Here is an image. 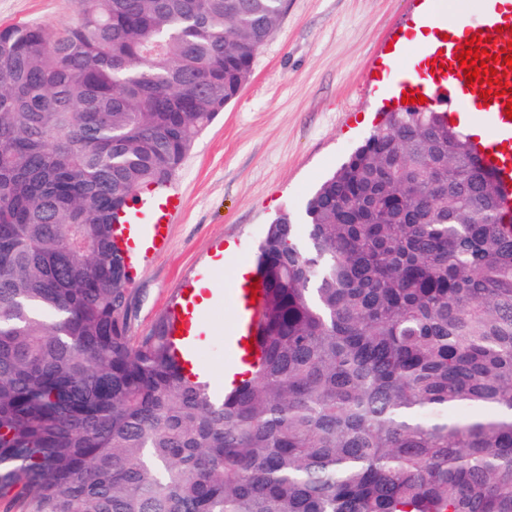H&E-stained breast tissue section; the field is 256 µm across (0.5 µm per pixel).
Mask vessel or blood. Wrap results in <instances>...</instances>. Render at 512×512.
I'll use <instances>...</instances> for the list:
<instances>
[{
    "label": "vessel or blood",
    "instance_id": "obj_1",
    "mask_svg": "<svg viewBox=\"0 0 512 512\" xmlns=\"http://www.w3.org/2000/svg\"><path fill=\"white\" fill-rule=\"evenodd\" d=\"M431 32L440 38L438 48L419 54L412 70L394 66L392 79L399 91L424 95L427 107L442 110L455 126L478 124L488 137L477 141L475 152L489 169L499 188L504 208L512 209V119L506 116L508 97L512 96V68L502 61L503 48L512 43V0H490L474 18H462L448 26L434 22ZM486 39L489 53L498 57L497 77L508 85L505 96L483 99L478 88L469 87L457 56L471 36ZM184 208L183 197L173 189L146 188L138 201L114 225V238L129 266L141 265L148 257L165 251L170 244V226ZM221 264L206 268L202 276L184 280L168 307L172 337V353L185 370L196 364L201 345V324L211 307L202 301L199 284L202 279H215ZM253 280H231L225 295L231 315L224 328V349L228 354L227 371L238 370L243 362L259 359L260 353L249 342L251 327L262 305L252 301Z\"/></svg>",
    "mask_w": 512,
    "mask_h": 512
}]
</instances>
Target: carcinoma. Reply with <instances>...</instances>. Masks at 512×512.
<instances>
[{"label":"carcinoma","mask_w":512,"mask_h":512,"mask_svg":"<svg viewBox=\"0 0 512 512\" xmlns=\"http://www.w3.org/2000/svg\"><path fill=\"white\" fill-rule=\"evenodd\" d=\"M0 28V498L33 512H512V223L469 135L389 113L268 225L259 363L131 336L114 218L236 99L284 0Z\"/></svg>","instance_id":"cac0c4a2"}]
</instances>
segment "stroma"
Returning <instances> with one entry per match:
<instances>
[{"instance_id":"35a3bbf8","label":"stroma","mask_w":512,"mask_h":512,"mask_svg":"<svg viewBox=\"0 0 512 512\" xmlns=\"http://www.w3.org/2000/svg\"><path fill=\"white\" fill-rule=\"evenodd\" d=\"M419 2L286 0L249 83L197 137L174 181L184 209L169 248L130 274L132 335L149 331L179 281L216 250L230 280L236 258L254 260L281 212L303 218L317 184L398 107L379 71L394 38L413 39ZM76 18V0H0V27Z\"/></svg>"}]
</instances>
